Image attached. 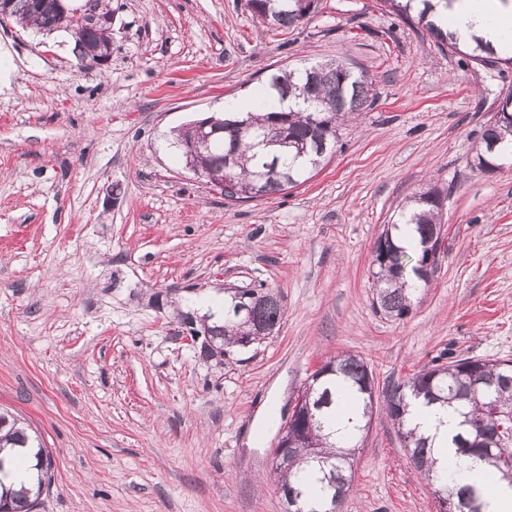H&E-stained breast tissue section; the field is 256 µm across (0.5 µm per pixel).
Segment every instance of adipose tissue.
I'll return each instance as SVG.
<instances>
[{"mask_svg": "<svg viewBox=\"0 0 512 512\" xmlns=\"http://www.w3.org/2000/svg\"><path fill=\"white\" fill-rule=\"evenodd\" d=\"M432 19L449 29L462 45L479 40L502 54L512 41V0H439ZM413 422L431 438L437 474L451 473L468 480L483 472L484 466L477 459L460 456L451 448L449 438L455 426L451 410L418 407L413 411Z\"/></svg>", "mask_w": 512, "mask_h": 512, "instance_id": "1", "label": "adipose tissue"}]
</instances>
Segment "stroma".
<instances>
[{
  "label": "stroma",
  "mask_w": 512,
  "mask_h": 512,
  "mask_svg": "<svg viewBox=\"0 0 512 512\" xmlns=\"http://www.w3.org/2000/svg\"><path fill=\"white\" fill-rule=\"evenodd\" d=\"M112 59L0 24V408L54 460L35 512H285L276 412L326 359L377 387L447 355L512 359V162L476 167L512 67L464 64L382 0H321L294 29L247 0H111ZM335 59L375 103L303 184L232 201L185 169L176 128L276 69ZM447 190L438 263L411 313L373 305L377 241L416 193ZM274 289L278 331L224 363L165 299L221 309ZM341 512H437L435 486L374 412Z\"/></svg>",
  "instance_id": "stroma-1"
}]
</instances>
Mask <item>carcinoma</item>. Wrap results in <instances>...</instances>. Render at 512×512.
I'll list each match as a JSON object with an SVG mask.
<instances>
[{"instance_id":"carcinoma-1","label":"carcinoma","mask_w":512,"mask_h":512,"mask_svg":"<svg viewBox=\"0 0 512 512\" xmlns=\"http://www.w3.org/2000/svg\"><path fill=\"white\" fill-rule=\"evenodd\" d=\"M9 2L12 20L25 28L51 33L69 27L57 0H42V8L36 13L31 10V0ZM81 2L85 14L75 34L85 54L95 58L112 45L110 28L99 22V17L112 13V9L109 0ZM383 2L407 19L416 17L440 50H460L456 41L430 19L429 0H423L424 8L417 11L410 6L412 0L403 5L397 0ZM248 6L253 16L279 28L296 27L305 21L298 0H248ZM465 55L486 66L512 65V56L499 57L479 41ZM266 87L269 99L264 101L263 111L250 112L242 119L224 114V132L193 157L194 167L202 175L224 179L227 199L241 200L247 191L251 198L260 199L307 181L309 174L331 157L333 146L339 143L341 125L374 99L372 80L337 61L280 70L269 76ZM317 109L325 113L321 129L312 123ZM500 112L502 116L483 130L486 158L479 159L481 166L488 165L492 148L512 146V94L504 99ZM271 128L278 129L288 144L263 139L264 132ZM298 143L307 145V151H298ZM447 197L448 192L436 188L419 194L402 207L398 219L378 239L371 273L373 304L389 318L403 319L411 313L417 289L408 287L407 272H412L422 287L430 281L416 270V265L428 262L426 244L441 231L440 211ZM403 226L419 239L420 249L411 251L401 246ZM430 267L436 268V262ZM283 315L281 297L270 289L236 288L224 300V318L207 325L210 346L201 347L200 354L207 359L216 352L226 357L242 348L249 338L256 345L280 328ZM324 367L328 373L312 387V414L289 428L294 453L286 463L275 462L278 490L284 501L295 500L293 512H338L351 481L350 456L369 423L367 411L372 400L365 386L373 374L364 360L339 354L326 360ZM338 392L349 396L353 414L349 418L352 431L341 442L333 439L330 431L339 415ZM417 401L427 407L455 408L458 424L451 445L512 484V440L494 438L491 427L495 411L504 421L512 417V360L464 357L435 363L383 389L384 409L415 467L436 485L435 494L453 501L456 512H483L478 485H457L433 476L429 438L418 433L409 419V408ZM7 448H28L30 452L7 455ZM19 461L36 471V485L30 488L22 483L13 489L0 480V512H33L44 488L51 483L53 467L52 456L38 436L29 434L14 416L0 412V475L6 476Z\"/></svg>"}]
</instances>
